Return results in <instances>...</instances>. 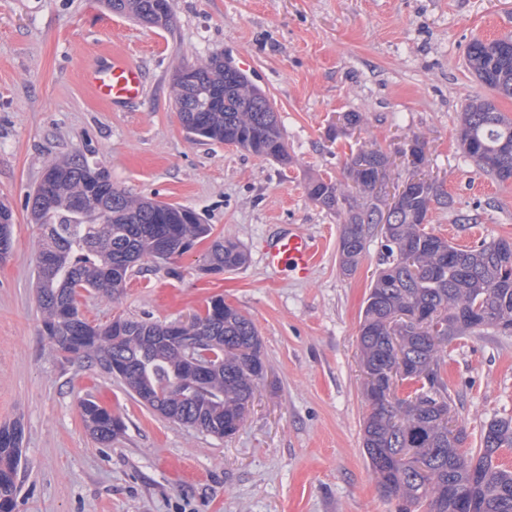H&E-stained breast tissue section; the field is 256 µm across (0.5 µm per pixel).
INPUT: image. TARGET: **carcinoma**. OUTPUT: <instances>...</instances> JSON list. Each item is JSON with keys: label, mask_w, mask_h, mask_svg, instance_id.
I'll list each match as a JSON object with an SVG mask.
<instances>
[{"label": "carcinoma", "mask_w": 512, "mask_h": 512, "mask_svg": "<svg viewBox=\"0 0 512 512\" xmlns=\"http://www.w3.org/2000/svg\"><path fill=\"white\" fill-rule=\"evenodd\" d=\"M112 12L139 23L167 28L172 23L169 0H107ZM507 40L473 41L467 65L481 85L512 97V51ZM174 105L186 131L231 143L255 155L288 164V145L268 97L241 74L224 75V59L182 68L173 76ZM464 154L499 182L512 181V118L492 100L477 96L465 106L459 132ZM389 161L379 149H359L347 162L351 184L313 178L308 196L343 218L352 241L340 248L342 268L354 271L365 249L366 228L378 224L372 182ZM47 172L63 181L49 195L29 197L31 219L42 229L36 294L43 313L44 333L67 358L98 365L136 396L151 394L146 405L174 423L224 438L242 426L258 382L264 377L261 341L254 323L224 297L212 298L193 315V333L179 338L166 324L118 317L93 326L80 312L77 296L91 290L112 296L125 286L135 260L167 262L199 241L211 239L201 271L219 274L246 261L240 245L212 237L213 229L187 217L189 208L134 197L112 184L109 174L72 158L49 165ZM448 204L435 181H422L399 204L387 222L381 268L372 280L361 321L360 367L381 374L394 357L390 337H402L401 353L416 374L431 372L437 382L436 404L408 405L397 417L400 398L370 406L363 418V447L381 489L405 504L403 512H454L448 481L470 484L477 512H512V471L502 468L499 454L512 449V418L494 419L481 431L479 448L466 452L467 433L448 442L440 409L452 405L442 375L445 347L431 338L429 327L439 319L450 324V335L474 332L458 312L484 299L493 321L487 327L512 325V264L496 252L499 241L460 248L441 240L424 225L430 203ZM13 214L0 204V259L12 249ZM406 243L417 253V271L397 259L396 245ZM421 308L430 320L402 328L395 313ZM217 355L205 374L185 359L187 345ZM120 366L113 373L112 365ZM184 400H178V396ZM90 436L109 444L124 430L122 419L92 400L80 403ZM24 429L18 422L0 426V512H13L21 466Z\"/></svg>", "instance_id": "cac0c4a2"}]
</instances>
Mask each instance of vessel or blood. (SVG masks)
<instances>
[{
  "label": "vessel or blood",
  "instance_id": "1",
  "mask_svg": "<svg viewBox=\"0 0 512 512\" xmlns=\"http://www.w3.org/2000/svg\"><path fill=\"white\" fill-rule=\"evenodd\" d=\"M85 80L99 101L115 107L137 102L145 94L143 70L118 54L104 58L86 73ZM318 258L317 246L293 228L277 235L264 249L268 268L288 272L299 280L308 279Z\"/></svg>",
  "mask_w": 512,
  "mask_h": 512
}]
</instances>
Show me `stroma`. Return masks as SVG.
I'll use <instances>...</instances> for the list:
<instances>
[{"label": "stroma", "instance_id": "35a3bbf8", "mask_svg": "<svg viewBox=\"0 0 512 512\" xmlns=\"http://www.w3.org/2000/svg\"><path fill=\"white\" fill-rule=\"evenodd\" d=\"M169 2L164 29L113 14L105 0H0V203L13 213L12 252L0 261V424L22 423L27 459L13 512H399L365 456L357 348L384 239L371 227L357 269L344 273L341 220L306 183L345 182L352 151L378 148L393 160L388 186L403 185L411 172L401 156L418 138L448 194L429 214L436 233L462 247L512 240V183L479 170L458 141L461 112L481 91L468 46L512 39V0ZM110 51L143 68L141 101L115 109L84 83ZM214 54L269 96L288 164L183 128L172 76ZM347 112L363 121L337 134ZM74 156L102 164L133 195L192 209L242 246L246 263L224 273L200 271L202 242L166 262L139 261L112 299L80 300L93 325L182 321L217 295L249 317L265 375L232 437L169 421L45 336L28 195L51 162ZM291 225L321 248L302 281L262 256L264 241ZM443 372L465 447L476 448L488 421L512 417V335L454 340ZM86 398L123 420L111 444L86 432Z\"/></svg>", "mask_w": 512, "mask_h": 512}]
</instances>
